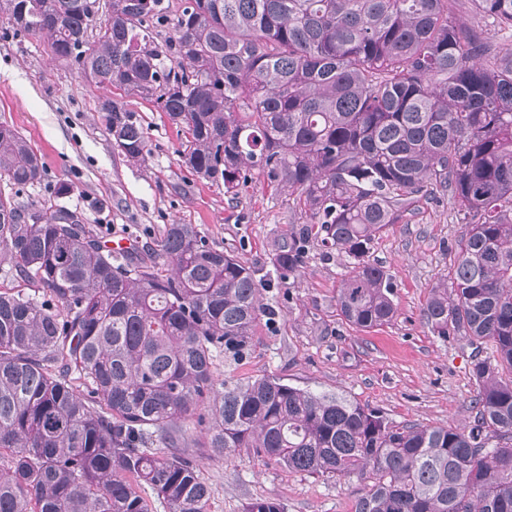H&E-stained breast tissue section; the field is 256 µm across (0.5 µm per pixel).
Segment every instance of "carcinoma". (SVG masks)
I'll use <instances>...</instances> for the list:
<instances>
[{"instance_id": "carcinoma-1", "label": "carcinoma", "mask_w": 512, "mask_h": 512, "mask_svg": "<svg viewBox=\"0 0 512 512\" xmlns=\"http://www.w3.org/2000/svg\"><path fill=\"white\" fill-rule=\"evenodd\" d=\"M470 4L512 31V0H0L89 84L115 146L147 152L128 99L181 127L180 157L233 193L256 171L345 255L336 296L351 325L396 315L374 241L415 203L448 199L463 224L451 280L431 290L433 334L472 347L477 413L463 428L399 425L345 396L276 377L217 382L265 312L255 271L171 224L157 248L114 253L83 214L0 193V247L30 292L0 290V512H208L183 423L208 404L201 447L369 482L354 512H512V50L454 18ZM172 24L173 36L157 40ZM0 122V181L40 179ZM490 344L496 356H482ZM243 512H285L257 498Z\"/></svg>"}]
</instances>
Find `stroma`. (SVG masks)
I'll return each instance as SVG.
<instances>
[{
  "instance_id": "obj_1",
  "label": "stroma",
  "mask_w": 512,
  "mask_h": 512,
  "mask_svg": "<svg viewBox=\"0 0 512 512\" xmlns=\"http://www.w3.org/2000/svg\"><path fill=\"white\" fill-rule=\"evenodd\" d=\"M97 97L42 40L14 33L0 14V122L13 125L43 162L38 182L16 193L0 182V192L40 205L67 182L73 190L62 205L82 210L104 244L127 239L152 246L168 225L195 224L211 246L255 270L268 312L254 328L250 354L217 366V373L236 381L274 376L315 393H337L401 425L473 421L471 349L435 336L423 316L431 289L451 270L462 232L448 202L421 203L373 244L370 260L388 272L397 313L387 325L361 330L336 308L348 266L342 254L325 253L312 241L295 272L275 273V248L304 221L288 191L256 172L233 195L199 178L180 158L179 128L141 99L129 107L146 130L147 153L130 160L114 147ZM198 463L212 488L208 512H243L257 497L280 501L286 512H353L367 490L355 478L288 471L250 448Z\"/></svg>"
}]
</instances>
